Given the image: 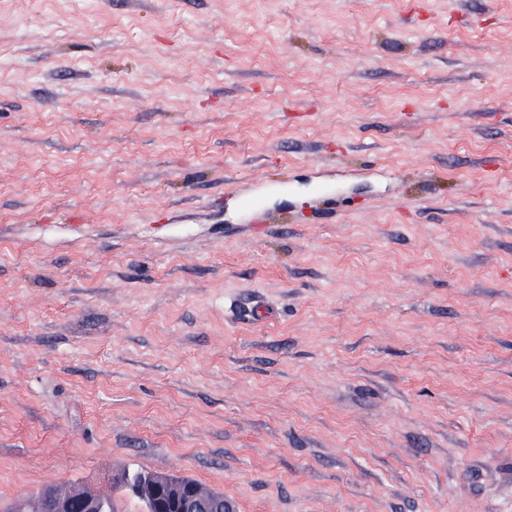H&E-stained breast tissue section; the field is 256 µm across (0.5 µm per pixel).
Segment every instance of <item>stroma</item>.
Masks as SVG:
<instances>
[{
  "label": "stroma",
  "instance_id": "35a3bbf8",
  "mask_svg": "<svg viewBox=\"0 0 512 512\" xmlns=\"http://www.w3.org/2000/svg\"><path fill=\"white\" fill-rule=\"evenodd\" d=\"M127 467L512 512V0H0V510Z\"/></svg>",
  "mask_w": 512,
  "mask_h": 512
}]
</instances>
